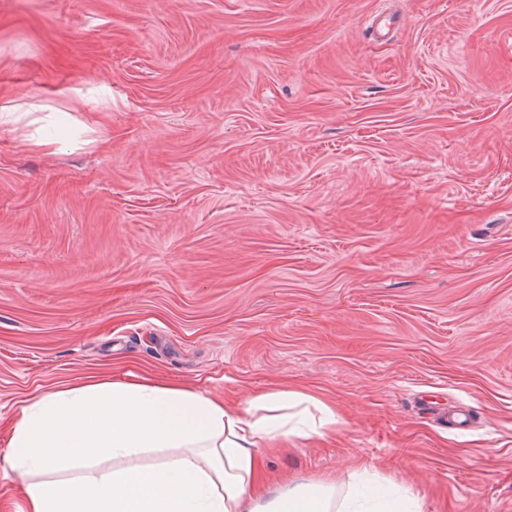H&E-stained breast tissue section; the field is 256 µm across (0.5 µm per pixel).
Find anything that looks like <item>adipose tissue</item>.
<instances>
[{
    "label": "adipose tissue",
    "instance_id": "obj_1",
    "mask_svg": "<svg viewBox=\"0 0 512 512\" xmlns=\"http://www.w3.org/2000/svg\"><path fill=\"white\" fill-rule=\"evenodd\" d=\"M334 409L302 388L222 397L149 375L23 400L0 457L24 512H423L419 493L354 472L266 484L259 451L323 435Z\"/></svg>",
    "mask_w": 512,
    "mask_h": 512
}]
</instances>
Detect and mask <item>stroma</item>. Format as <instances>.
<instances>
[{
	"instance_id": "obj_1",
	"label": "stroma",
	"mask_w": 512,
	"mask_h": 512,
	"mask_svg": "<svg viewBox=\"0 0 512 512\" xmlns=\"http://www.w3.org/2000/svg\"><path fill=\"white\" fill-rule=\"evenodd\" d=\"M1 106L62 118L0 124V453L91 375L302 387L270 480L512 512V0H0Z\"/></svg>"
}]
</instances>
